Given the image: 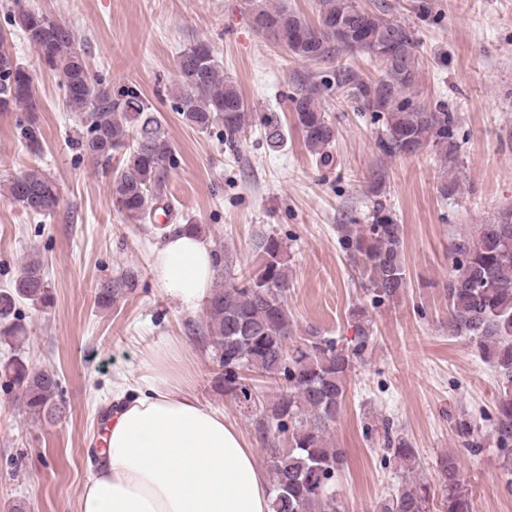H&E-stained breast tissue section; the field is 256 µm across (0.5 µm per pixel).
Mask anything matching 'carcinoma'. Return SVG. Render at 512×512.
I'll use <instances>...</instances> for the list:
<instances>
[{"label": "carcinoma", "mask_w": 512, "mask_h": 512, "mask_svg": "<svg viewBox=\"0 0 512 512\" xmlns=\"http://www.w3.org/2000/svg\"><path fill=\"white\" fill-rule=\"evenodd\" d=\"M253 28L288 50L297 60L325 62L340 52L364 53L381 65L379 78L366 81L352 73L339 88L362 109L382 122L378 147L389 157L412 155L430 147L444 162L457 150V116L448 107L424 104L417 91L420 60L415 30L369 10L358 0H320L317 22L283 6L257 3L251 8ZM35 49L38 61L59 73L66 109L81 116L84 130L75 140L83 152L110 174L112 205L132 224H145L166 201L167 181L175 158L159 115L130 86H112L91 74L73 29L20 0L10 14ZM179 95L176 110L195 129L219 127L224 143L233 146L251 119L244 100L218 64L210 42L197 40L176 59ZM296 125L310 153L322 165L332 160L336 127L326 105L313 89L291 98ZM42 100L31 71L17 58L0 52V112L16 113L20 142L40 157L45 137L40 121ZM266 145L278 149L285 133L278 120L262 121ZM120 155L117 168L112 158ZM9 198L27 212L49 215L60 202L55 179L39 169L6 179ZM371 223L338 225L339 243L351 268L364 280L378 304L399 297L407 285L403 226L378 199L381 185L370 186ZM254 264L248 274L235 276L225 250L214 253L216 272L224 281L213 288L204 306L199 332L211 348L216 369L213 384L236 400L253 398L247 373L280 382V392L259 405L254 430L264 445L270 475L271 512H340L333 490L344 451L333 446L329 430L339 416L349 375L370 342L366 308L357 305V336L352 345L309 328L301 342L291 344L294 322L287 296V247L272 234L252 243ZM448 279V331L469 339L476 355L491 364L498 386L492 429L497 447H512V208H504L477 236L461 237L452 246ZM135 277L126 273L100 282L95 303L110 307L132 293ZM48 303L43 262L29 255L13 286L0 290V340L24 333L12 321L20 303ZM0 376L14 389L24 407L48 420L63 413L57 403L56 373L35 370L21 358L0 366ZM466 448L481 447L484 435L466 419L456 424ZM386 448L402 462L416 460L403 437L386 435ZM442 496L438 512H473L472 501L457 461L438 462ZM433 494L426 485L406 487L384 498L375 512H429Z\"/></svg>", "instance_id": "1"}]
</instances>
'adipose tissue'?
<instances>
[{"label": "adipose tissue", "mask_w": 512, "mask_h": 512, "mask_svg": "<svg viewBox=\"0 0 512 512\" xmlns=\"http://www.w3.org/2000/svg\"><path fill=\"white\" fill-rule=\"evenodd\" d=\"M153 270L185 310L207 299L215 275L209 246L181 231L156 250ZM186 347L174 339L151 351L136 396L112 415L79 512H270L254 448L223 412L197 400L183 364Z\"/></svg>", "instance_id": "obj_1"}]
</instances>
